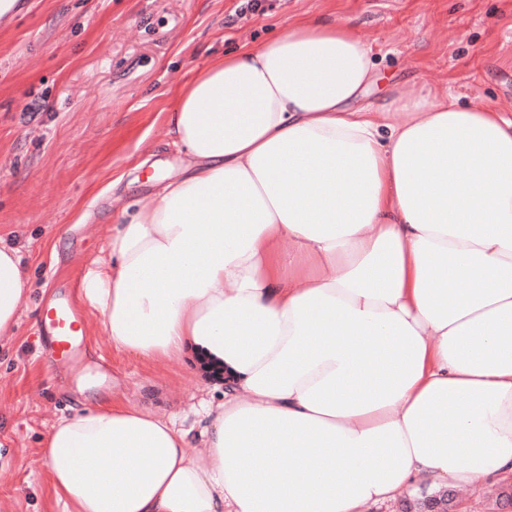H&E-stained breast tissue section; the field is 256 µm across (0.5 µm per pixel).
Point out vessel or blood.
Segmentation results:
<instances>
[{
    "instance_id": "vessel-or-blood-1",
    "label": "vessel or blood",
    "mask_w": 512,
    "mask_h": 512,
    "mask_svg": "<svg viewBox=\"0 0 512 512\" xmlns=\"http://www.w3.org/2000/svg\"><path fill=\"white\" fill-rule=\"evenodd\" d=\"M39 326L54 361L70 362L79 347L80 318L71 303L67 287H60L44 307Z\"/></svg>"
}]
</instances>
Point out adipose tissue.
I'll return each mask as SVG.
<instances>
[{"instance_id":"adipose-tissue-1","label":"adipose tissue","mask_w":512,"mask_h":512,"mask_svg":"<svg viewBox=\"0 0 512 512\" xmlns=\"http://www.w3.org/2000/svg\"><path fill=\"white\" fill-rule=\"evenodd\" d=\"M372 47L298 21L185 83L181 172L125 204L81 298L113 351L220 373L191 449L113 401L60 420V512H366L512 474V114L368 101ZM0 245V339L28 291Z\"/></svg>"}]
</instances>
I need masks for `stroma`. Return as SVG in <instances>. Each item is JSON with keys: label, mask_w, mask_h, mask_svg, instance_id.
<instances>
[{"label": "stroma", "mask_w": 512, "mask_h": 512, "mask_svg": "<svg viewBox=\"0 0 512 512\" xmlns=\"http://www.w3.org/2000/svg\"><path fill=\"white\" fill-rule=\"evenodd\" d=\"M31 0L0 22V242L30 291L0 343V512H57L44 436L60 419L119 398L197 426L212 384L180 364L113 352L84 305L70 365L46 361L39 314L57 284L77 290L103 257L116 203L147 194L180 159L166 114L218 55L289 23L336 19L373 48L370 101L395 83L452 89L512 113V0Z\"/></svg>", "instance_id": "stroma-1"}]
</instances>
